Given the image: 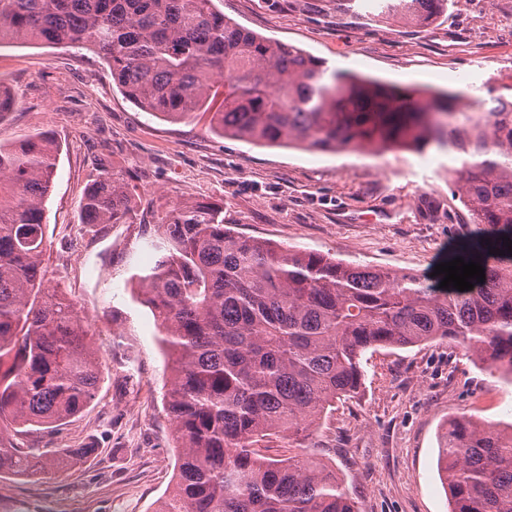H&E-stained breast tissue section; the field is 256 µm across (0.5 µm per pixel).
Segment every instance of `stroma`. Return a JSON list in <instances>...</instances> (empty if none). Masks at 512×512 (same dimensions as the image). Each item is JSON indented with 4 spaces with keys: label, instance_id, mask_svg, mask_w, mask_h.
<instances>
[{
    "label": "stroma",
    "instance_id": "35a3bbf8",
    "mask_svg": "<svg viewBox=\"0 0 512 512\" xmlns=\"http://www.w3.org/2000/svg\"><path fill=\"white\" fill-rule=\"evenodd\" d=\"M225 15L306 49L329 70L403 86L464 91L470 76L512 80V0H449L429 23L377 22L374 6L336 0H216ZM0 80L16 97L0 142L49 131L60 145L45 202L43 284L84 320L101 375L92 403L24 446L68 448V468L0 475V512H155L176 451L164 409L167 358L138 276L152 266L154 224H84L87 183L119 172L155 215L193 202L224 206L232 230L388 272L431 275L482 234L448 175L454 157L417 152L305 151L216 134L208 117L178 122L142 111L101 59L78 47L0 46ZM365 380L337 399L306 438L360 512H448L438 436L452 418L512 422V384L450 340L379 348Z\"/></svg>",
    "mask_w": 512,
    "mask_h": 512
}]
</instances>
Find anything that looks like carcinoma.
<instances>
[{"label": "carcinoma", "instance_id": "carcinoma-1", "mask_svg": "<svg viewBox=\"0 0 512 512\" xmlns=\"http://www.w3.org/2000/svg\"><path fill=\"white\" fill-rule=\"evenodd\" d=\"M447 9L448 0H379L374 19L424 24ZM11 41L83 45L143 111L209 113L215 131L257 145L446 147L461 155L448 172L472 223L497 249L512 239V95L494 98L485 123L465 93L329 73L214 0H0V45ZM58 151L47 133L0 143V474L72 464L71 451L14 439L80 413L100 379L78 311L42 287ZM80 211L84 224H132L137 202L122 176L103 173ZM157 231L158 257L140 283L169 362L179 452L155 512H359L317 455L260 448L276 434L302 445L333 400L360 389L371 349L449 338L512 383V253L473 258L485 281L461 292L239 235L212 203L166 212ZM438 448L449 512H512V424L504 433L452 419Z\"/></svg>", "mask_w": 512, "mask_h": 512}]
</instances>
